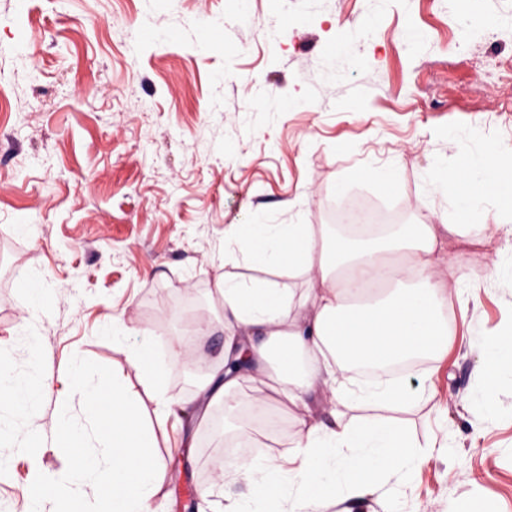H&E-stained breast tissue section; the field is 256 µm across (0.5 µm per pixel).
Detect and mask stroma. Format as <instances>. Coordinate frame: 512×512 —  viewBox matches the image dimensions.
I'll return each instance as SVG.
<instances>
[{
    "label": "stroma",
    "mask_w": 512,
    "mask_h": 512,
    "mask_svg": "<svg viewBox=\"0 0 512 512\" xmlns=\"http://www.w3.org/2000/svg\"><path fill=\"white\" fill-rule=\"evenodd\" d=\"M363 19L371 30L350 31ZM492 144L512 150V0H0V363L47 383L35 458L67 467L54 435L60 399L83 415L71 356L140 396L128 357L152 341L173 400L192 383L169 361L171 333L197 362H223V333L196 330L221 314L216 275H274L225 256V226L329 223L336 179L348 199L377 198L369 172L387 165L397 220L454 224V194L432 177ZM479 207L486 222L447 237L448 351L399 379L417 461L326 512H512V367L491 386L482 374L488 344L512 332V266L492 264L512 219L493 198ZM23 272L43 278L45 306L32 308ZM145 408L152 512L248 501L247 479L212 483L237 427L223 403ZM31 458L0 442V512H30Z\"/></svg>",
    "instance_id": "35a3bbf8"
}]
</instances>
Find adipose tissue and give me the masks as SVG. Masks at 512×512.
<instances>
[{
	"label": "adipose tissue",
	"instance_id": "adipose-tissue-1",
	"mask_svg": "<svg viewBox=\"0 0 512 512\" xmlns=\"http://www.w3.org/2000/svg\"><path fill=\"white\" fill-rule=\"evenodd\" d=\"M448 180L456 187L462 220L480 218L477 204L487 196L510 207L512 152L489 146ZM458 230L455 224H402L382 237L367 225L363 240L354 241L328 224L226 227L225 244L289 281L217 278L212 294L223 310L226 361L200 379L189 398L211 403L248 390L255 417L264 416L275 400L291 410L292 421L306 433L259 464L248 446H241L237 464L215 460L217 478L247 476L254 503L285 512L289 496L322 503L335 496L338 484L364 489L380 474L415 460L414 444L398 420L357 421L343 414L359 404L407 408L406 391L384 380L351 385L346 373L360 362H394L447 349L446 302L453 288L442 269V239ZM298 278L304 283L300 292L291 286ZM243 342L250 346L251 362L246 372L236 373L227 360ZM129 362L158 407H167L168 372L153 343L142 342ZM323 385L331 390L333 421L308 424L305 397ZM45 388L39 373L18 376L0 369V402L16 411H29Z\"/></svg>",
	"mask_w": 512,
	"mask_h": 512
}]
</instances>
